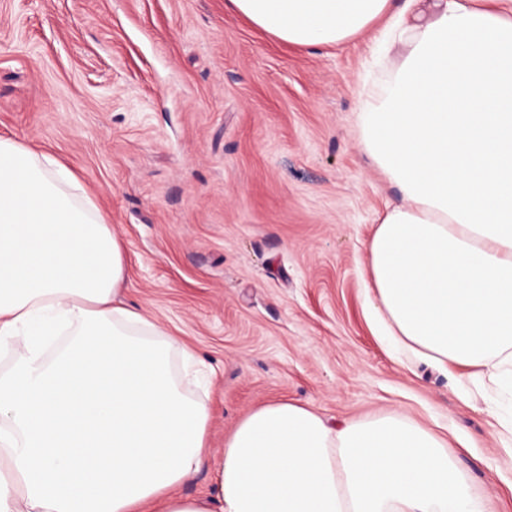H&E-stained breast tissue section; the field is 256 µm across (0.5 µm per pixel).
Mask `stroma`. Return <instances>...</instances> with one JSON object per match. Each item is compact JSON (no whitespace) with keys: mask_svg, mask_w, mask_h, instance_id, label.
Listing matches in <instances>:
<instances>
[{"mask_svg":"<svg viewBox=\"0 0 512 512\" xmlns=\"http://www.w3.org/2000/svg\"><path fill=\"white\" fill-rule=\"evenodd\" d=\"M376 37L288 46L226 0H0V136L76 172L125 244L127 305L212 375L209 460L180 495L213 494L225 437L288 400L332 425L407 415L512 512V391L463 399L369 314L366 244L398 198L360 143L394 62Z\"/></svg>","mask_w":512,"mask_h":512,"instance_id":"1","label":"stroma"}]
</instances>
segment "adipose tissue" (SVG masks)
Segmentation results:
<instances>
[{"label":"adipose tissue","mask_w":512,"mask_h":512,"mask_svg":"<svg viewBox=\"0 0 512 512\" xmlns=\"http://www.w3.org/2000/svg\"><path fill=\"white\" fill-rule=\"evenodd\" d=\"M227 0L280 42L343 43L383 22L395 65L360 101L361 142L400 191L368 241L389 345L494 383L512 360V15L480 0ZM126 252L76 175L0 137V512H486L446 440L402 414L333 427L295 402L199 469L211 408L194 351L121 297ZM182 373H175L172 355Z\"/></svg>","instance_id":"obj_1"}]
</instances>
